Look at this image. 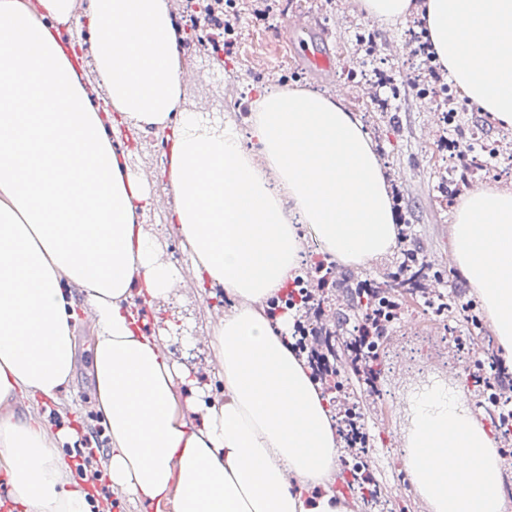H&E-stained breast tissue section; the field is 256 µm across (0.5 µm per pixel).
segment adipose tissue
Masks as SVG:
<instances>
[{"label":"adipose tissue","instance_id":"ef3b65f1","mask_svg":"<svg viewBox=\"0 0 512 512\" xmlns=\"http://www.w3.org/2000/svg\"><path fill=\"white\" fill-rule=\"evenodd\" d=\"M84 18L90 56L64 30ZM437 62L462 94L512 127V0H425ZM171 0H0V466L24 512H90L66 480L65 437L13 410L56 398L75 366L73 289L92 323L94 407L113 487L173 512H347L333 488L336 419L290 318L266 303L305 260V230L337 264L393 253L397 229L377 151L333 96L270 85L247 131L182 108ZM92 69L107 93L85 90ZM168 143L164 174L198 277L231 305L210 346L224 398L180 404L187 369L140 305L165 301L180 269L142 215L153 183L132 170L122 128ZM457 271L512 355V188L479 187L449 228ZM496 441L463 394L417 402L406 466L432 512H504Z\"/></svg>","mask_w":512,"mask_h":512}]
</instances>
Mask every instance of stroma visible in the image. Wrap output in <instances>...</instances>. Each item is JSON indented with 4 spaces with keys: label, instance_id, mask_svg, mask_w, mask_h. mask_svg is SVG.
<instances>
[{
    "label": "stroma",
    "instance_id": "35a3bbf8",
    "mask_svg": "<svg viewBox=\"0 0 512 512\" xmlns=\"http://www.w3.org/2000/svg\"><path fill=\"white\" fill-rule=\"evenodd\" d=\"M269 16L255 13L254 0H238L239 17L231 36L229 52L218 55L208 50L185 49L188 74L183 83L182 106L189 112H202L215 123L238 121L239 101L254 105L264 82L265 72H275L282 85L290 88H323L347 84L345 106L357 113L384 160L389 180L395 183L393 206L404 238L395 253L358 269L364 279L383 282L398 273L407 247V237L417 238L425 260L440 271L439 287L429 288L428 298L407 300L404 318L413 320L414 330L394 325L381 343L375 362L380 371L376 388L361 381L351 383V395L364 414L369 437L365 463L382 495L365 501L360 512H431L416 488L405 487L409 475L405 466L404 436L417 395L428 383L442 382L445 389L461 391L476 417L491 426L481 392L473 387L472 369L490 366V357L499 347L491 329L470 336L465 324V308L475 294L456 269L448 265V227L453 211L463 195L491 183H512V129L497 126L481 108L467 109L464 120L477 142L494 145L486 161L491 180L474 174L461 184H452L449 171L461 166L459 156L448 153L443 140L457 139L441 113V101L421 109L418 90L427 71L418 51L421 18L413 16L392 25H381L367 18L358 0H271ZM314 10L329 40L312 34L310 50H330L336 56L333 77L314 78L300 63L294 50L286 48L277 30L287 14ZM126 144L134 170L157 175L150 207L143 216L144 229L155 233L166 223L172 195L162 175L164 156L160 139L153 132L126 129ZM162 257L181 270V280L160 309H147L146 331L171 324L169 348L192 374L177 382L181 400L193 398L196 389H219L215 374L221 362L213 351L199 343L212 313L223 311V293L203 284L190 264L176 231L162 240ZM444 295L450 309L447 317L436 316L432 298ZM77 362L68 385L55 399L27 396L17 405L20 416L51 417L53 431L69 430L73 423L91 415L93 382L90 374V330L84 319L76 321Z\"/></svg>",
    "mask_w": 512,
    "mask_h": 512
}]
</instances>
